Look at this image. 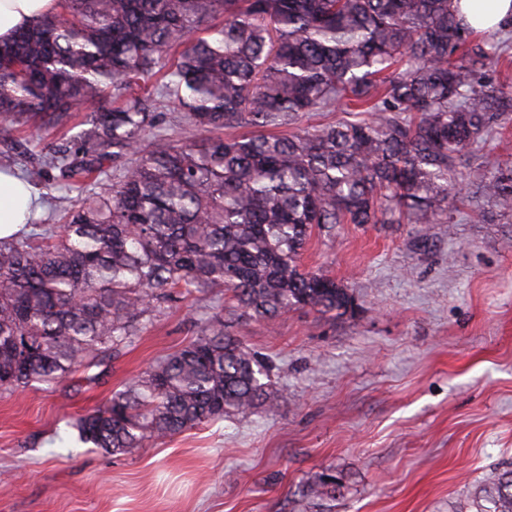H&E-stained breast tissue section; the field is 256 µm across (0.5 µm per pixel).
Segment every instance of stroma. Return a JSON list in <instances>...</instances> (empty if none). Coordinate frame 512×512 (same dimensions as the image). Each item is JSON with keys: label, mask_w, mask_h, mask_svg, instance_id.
<instances>
[{"label": "stroma", "mask_w": 512, "mask_h": 512, "mask_svg": "<svg viewBox=\"0 0 512 512\" xmlns=\"http://www.w3.org/2000/svg\"><path fill=\"white\" fill-rule=\"evenodd\" d=\"M341 224L312 237L301 264L346 286L351 318L309 309L275 321L225 314L271 360L288 395L146 447L107 453L71 422L216 312L199 293L157 304L97 380L0 392V512H457L491 471L512 466V219Z\"/></svg>", "instance_id": "obj_1"}]
</instances>
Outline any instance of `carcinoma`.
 I'll list each match as a JSON object with an SVG mask.
<instances>
[{
	"label": "carcinoma",
	"mask_w": 512,
	"mask_h": 512,
	"mask_svg": "<svg viewBox=\"0 0 512 512\" xmlns=\"http://www.w3.org/2000/svg\"><path fill=\"white\" fill-rule=\"evenodd\" d=\"M511 44L512 24L480 34L452 0H58L0 45L1 117L83 126L42 159L65 190L59 223L0 238V389L119 354L154 303L183 294H228L267 320L351 314L348 288L299 264L338 224H450L473 185L512 215V166L462 171L512 125V85L483 82ZM158 70L154 90L135 89ZM167 102L190 136L159 131ZM333 108L347 118L298 127ZM234 126L272 132L222 135ZM108 161L119 179L88 190ZM283 398L220 314L71 426L121 453ZM307 496L335 497L336 481ZM471 508L512 512V468L488 474Z\"/></svg>",
	"instance_id": "carcinoma-1"
}]
</instances>
